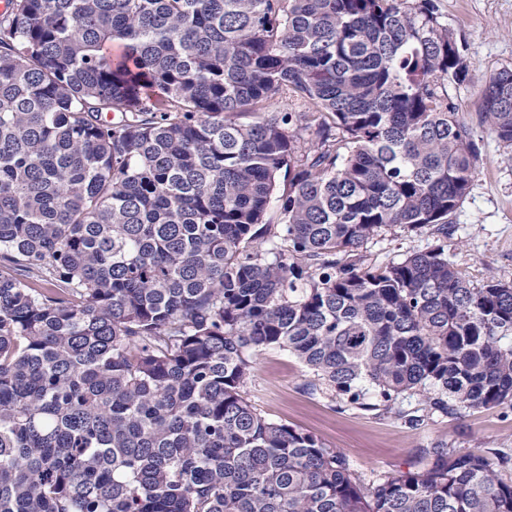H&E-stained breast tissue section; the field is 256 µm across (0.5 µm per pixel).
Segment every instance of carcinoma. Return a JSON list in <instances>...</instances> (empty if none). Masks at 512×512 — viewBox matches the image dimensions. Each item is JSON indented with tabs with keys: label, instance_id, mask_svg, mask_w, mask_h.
<instances>
[{
	"label": "carcinoma",
	"instance_id": "1",
	"mask_svg": "<svg viewBox=\"0 0 512 512\" xmlns=\"http://www.w3.org/2000/svg\"><path fill=\"white\" fill-rule=\"evenodd\" d=\"M469 74L435 0H11L0 512H512L479 448L364 490L243 392L278 348L365 410L512 404V283L445 250ZM478 118L512 147V69ZM393 229L434 244L368 263Z\"/></svg>",
	"mask_w": 512,
	"mask_h": 512
}]
</instances>
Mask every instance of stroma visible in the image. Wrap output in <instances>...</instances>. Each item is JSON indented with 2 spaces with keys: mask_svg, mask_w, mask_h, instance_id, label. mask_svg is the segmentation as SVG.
I'll list each match as a JSON object with an SVG mask.
<instances>
[{
  "mask_svg": "<svg viewBox=\"0 0 512 512\" xmlns=\"http://www.w3.org/2000/svg\"><path fill=\"white\" fill-rule=\"evenodd\" d=\"M449 28L466 45L469 81L447 88L465 112L482 147L470 192L453 217L448 257L474 285L489 278L512 282V147L478 119L479 96L493 72L512 68V0H436ZM428 234L393 232L368 244L369 262H398L432 244ZM313 374L277 348L257 356L245 397L268 420L316 436L343 454L352 479L373 487L399 472L432 466L436 450L483 448L503 478L512 480V407L443 413L428 408L422 393L407 392L390 406L363 410L330 391L310 390Z\"/></svg>",
  "mask_w": 512,
  "mask_h": 512,
  "instance_id": "1",
  "label": "stroma"
}]
</instances>
